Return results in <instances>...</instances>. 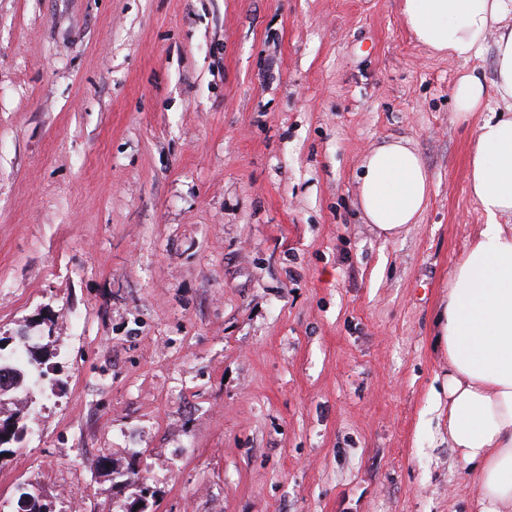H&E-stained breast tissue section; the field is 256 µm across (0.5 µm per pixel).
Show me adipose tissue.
Masks as SVG:
<instances>
[{
    "instance_id": "1",
    "label": "adipose tissue",
    "mask_w": 512,
    "mask_h": 512,
    "mask_svg": "<svg viewBox=\"0 0 512 512\" xmlns=\"http://www.w3.org/2000/svg\"><path fill=\"white\" fill-rule=\"evenodd\" d=\"M417 42L467 60L495 33L493 89L474 74L457 81V113L478 111L488 92L505 110L478 128L468 188L486 222L454 268L435 321L448 357V440L477 489L478 512H512V0H401ZM430 192L407 141L372 149L361 163L358 200L384 239L417 223Z\"/></svg>"
}]
</instances>
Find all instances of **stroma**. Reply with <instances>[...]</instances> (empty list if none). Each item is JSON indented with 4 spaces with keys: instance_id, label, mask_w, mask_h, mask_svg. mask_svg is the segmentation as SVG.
<instances>
[{
    "instance_id": "stroma-1",
    "label": "stroma",
    "mask_w": 512,
    "mask_h": 512,
    "mask_svg": "<svg viewBox=\"0 0 512 512\" xmlns=\"http://www.w3.org/2000/svg\"><path fill=\"white\" fill-rule=\"evenodd\" d=\"M494 79L400 0H0V336L53 333L0 512L39 481L112 512H474L434 392V321L485 216ZM390 139L431 194L383 240L358 202ZM487 95L488 91L477 75L473 73L462 75L453 91L457 113L464 119L468 118L482 107Z\"/></svg>"
}]
</instances>
